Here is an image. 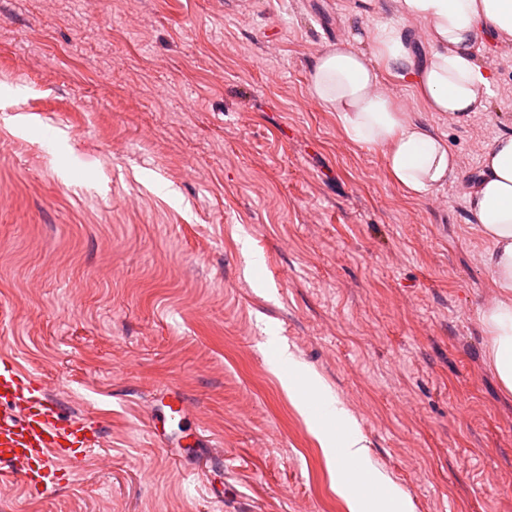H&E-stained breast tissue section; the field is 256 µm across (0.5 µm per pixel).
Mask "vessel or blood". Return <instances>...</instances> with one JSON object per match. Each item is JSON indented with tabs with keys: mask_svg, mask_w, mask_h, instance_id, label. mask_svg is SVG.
<instances>
[{
	"mask_svg": "<svg viewBox=\"0 0 512 512\" xmlns=\"http://www.w3.org/2000/svg\"><path fill=\"white\" fill-rule=\"evenodd\" d=\"M158 404L168 419L186 420L188 404L171 391ZM101 436L84 416H63L41 379L14 359L0 358V486L37 492L56 485L63 466L78 468L80 452L99 446Z\"/></svg>",
	"mask_w": 512,
	"mask_h": 512,
	"instance_id": "vessel-or-blood-1",
	"label": "vessel or blood"
}]
</instances>
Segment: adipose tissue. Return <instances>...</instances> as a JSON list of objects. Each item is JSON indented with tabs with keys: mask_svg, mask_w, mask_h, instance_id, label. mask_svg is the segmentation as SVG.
<instances>
[{
	"mask_svg": "<svg viewBox=\"0 0 512 512\" xmlns=\"http://www.w3.org/2000/svg\"><path fill=\"white\" fill-rule=\"evenodd\" d=\"M405 18L427 24L430 48L417 61L405 29L377 26V60L337 45L312 67L311 100L336 110L346 136L369 149H383L392 179L412 194H427L448 182L457 158L446 142L412 121L381 93L379 71L411 75L428 111L462 121L485 109L494 78L478 61L488 38L512 40V0H398ZM467 203L492 249L487 264L497 290L481 320L488 351L503 388L512 392V134L498 137L482 159V172L469 189ZM278 364L287 366L283 386L297 406L318 419L319 435L336 488L349 512H413L409 498L369 463V449L349 411L300 369L287 346L275 344Z\"/></svg>",
	"mask_w": 512,
	"mask_h": 512,
	"instance_id": "ef3b65f1",
	"label": "adipose tissue"
}]
</instances>
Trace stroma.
Returning <instances> with one entry per match:
<instances>
[{"label": "stroma", "instance_id": "obj_1", "mask_svg": "<svg viewBox=\"0 0 512 512\" xmlns=\"http://www.w3.org/2000/svg\"><path fill=\"white\" fill-rule=\"evenodd\" d=\"M395 0H0V355L105 437L0 512H348L267 347L349 410L414 512H512V393L487 354L490 242L467 192L512 133V43L485 111H427L457 170L396 184L308 94L316 58ZM262 257L250 263L251 253ZM190 414L158 445V392Z\"/></svg>", "mask_w": 512, "mask_h": 512}]
</instances>
